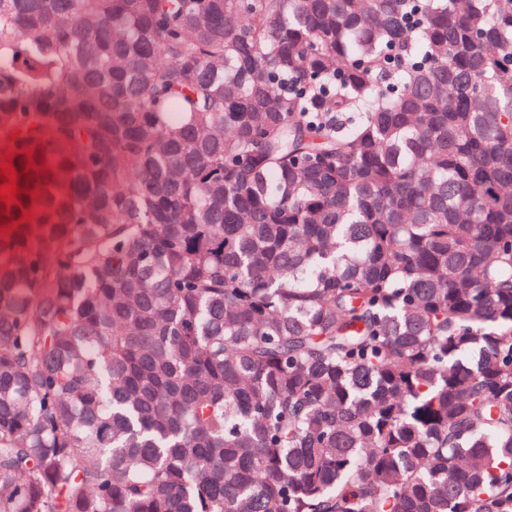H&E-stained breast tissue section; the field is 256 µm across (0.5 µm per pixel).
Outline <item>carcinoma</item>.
<instances>
[{"mask_svg": "<svg viewBox=\"0 0 512 512\" xmlns=\"http://www.w3.org/2000/svg\"><path fill=\"white\" fill-rule=\"evenodd\" d=\"M28 149L0 512H512V0H0Z\"/></svg>", "mask_w": 512, "mask_h": 512, "instance_id": "obj_1", "label": "carcinoma"}]
</instances>
